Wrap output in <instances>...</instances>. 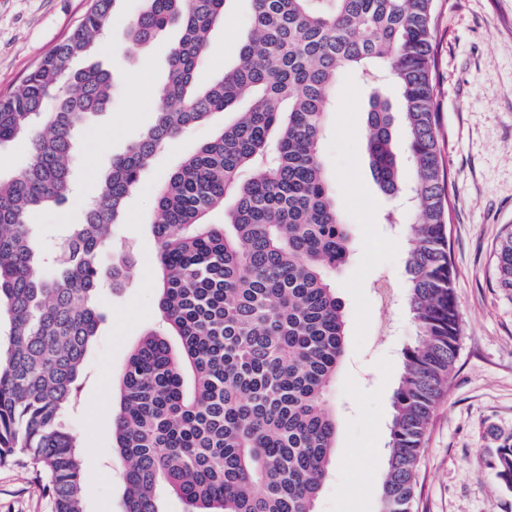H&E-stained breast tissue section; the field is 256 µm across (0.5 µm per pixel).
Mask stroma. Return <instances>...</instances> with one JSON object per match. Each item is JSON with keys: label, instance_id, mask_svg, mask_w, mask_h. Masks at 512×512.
Masks as SVG:
<instances>
[{"label": "stroma", "instance_id": "stroma-1", "mask_svg": "<svg viewBox=\"0 0 512 512\" xmlns=\"http://www.w3.org/2000/svg\"><path fill=\"white\" fill-rule=\"evenodd\" d=\"M438 141L453 207L448 240L461 311V347L448 393L437 408L419 466L416 512H512V494L483 467L498 436L512 435V291L500 288L494 251L512 230V0H434ZM89 0H0V93L16 91L48 50L77 25ZM139 7L124 0L114 34L97 60L139 92L118 95L78 137L75 183L67 202L29 218L44 251L78 223L101 171L154 119L150 88L163 81L172 37L146 56L127 54L121 32ZM251 14L250 0H227L224 21L198 73L206 83L234 65ZM369 92L357 74L337 83L320 144L325 177L353 234L348 263L331 279L345 304L341 367L326 401L337 416L332 466L314 512H377L387 461L391 396L400 353L415 336L405 302L404 240L410 211L380 191L365 152ZM232 114L212 118L170 142L126 202L116 240L135 255L129 285L106 290L104 319L87 352L82 402L66 417L85 465L84 512H120L122 462L113 448L115 385L130 351L158 325L157 243L152 233L158 189ZM0 512H52L31 467L0 466Z\"/></svg>", "mask_w": 512, "mask_h": 512}]
</instances>
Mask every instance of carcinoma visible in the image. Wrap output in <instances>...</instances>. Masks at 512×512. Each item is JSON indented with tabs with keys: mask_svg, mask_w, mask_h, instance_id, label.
I'll return each instance as SVG.
<instances>
[{
	"mask_svg": "<svg viewBox=\"0 0 512 512\" xmlns=\"http://www.w3.org/2000/svg\"><path fill=\"white\" fill-rule=\"evenodd\" d=\"M122 0H90L80 22L21 88L0 96V145L30 136V160L0 177V465L22 460L45 479L53 512H84L77 437L64 421L80 392L102 321L104 283L124 286L130 253L114 252L124 203L153 157L216 112L237 117L186 157L160 187L157 239L161 327L147 331L117 379L114 448L123 461L122 512H159L163 484L185 512H314L331 464L336 415L324 402L345 349L344 303L328 275L347 262L351 235L319 146L343 71L373 87L365 140L386 195L406 191L405 302L415 326L392 395L387 470L378 512H414L418 466L460 349V310L448 246V181L434 112V0H252L236 63L207 85L197 73L226 0H140L122 34L145 50L179 38L154 89V121L98 178L81 220L54 258L29 214L68 200L80 129L122 81L73 63L112 39ZM390 75L396 118L376 84ZM224 210L225 223L209 214ZM512 290V231L496 248ZM484 467L512 493V437Z\"/></svg>",
	"mask_w": 512,
	"mask_h": 512,
	"instance_id": "carcinoma-1",
	"label": "carcinoma"
}]
</instances>
